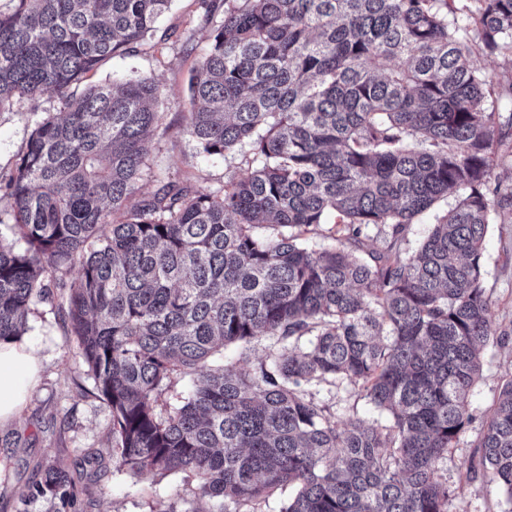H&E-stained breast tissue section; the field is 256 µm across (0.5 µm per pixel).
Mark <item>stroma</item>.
I'll list each match as a JSON object with an SVG mask.
<instances>
[{
  "label": "stroma",
  "instance_id": "obj_1",
  "mask_svg": "<svg viewBox=\"0 0 512 512\" xmlns=\"http://www.w3.org/2000/svg\"><path fill=\"white\" fill-rule=\"evenodd\" d=\"M159 28L160 35L148 39L137 52L113 56L89 81L101 84L148 75L160 86L158 110L163 119L149 141L153 176L141 182V193L154 190L160 178L217 190L228 177L243 175L251 151L245 146L210 156L186 131L190 73L209 48L211 26L196 0H173ZM166 30L177 31V39H163ZM57 109L56 98L45 95L0 112V178L12 172L35 122ZM482 277L496 335L483 352L481 376L471 393L474 419L437 472L450 491L448 512H512V504L488 477L467 476L478 458L474 441L502 383L512 377V220L489 226ZM66 311V291L51 287L28 314L27 334L37 341L42 369L22 411L0 423V512H16L18 498L39 465L54 458L67 463L71 477L83 489L76 512H168L172 507L177 512H207L208 501L199 497L195 482L183 474H135L114 467L110 408L95 390L77 343L67 332ZM314 394L336 421L355 412L369 419L378 416L348 383L323 385ZM88 448L100 451L99 466L79 464Z\"/></svg>",
  "mask_w": 512,
  "mask_h": 512
}]
</instances>
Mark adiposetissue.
<instances>
[{
	"label": "adipose tissue",
	"instance_id": "1",
	"mask_svg": "<svg viewBox=\"0 0 512 512\" xmlns=\"http://www.w3.org/2000/svg\"><path fill=\"white\" fill-rule=\"evenodd\" d=\"M40 356L29 339L0 343V422L13 419L36 386Z\"/></svg>",
	"mask_w": 512,
	"mask_h": 512
}]
</instances>
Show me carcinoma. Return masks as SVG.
Here are the masks:
<instances>
[{
    "label": "carcinoma",
    "instance_id": "cac0c4a2",
    "mask_svg": "<svg viewBox=\"0 0 512 512\" xmlns=\"http://www.w3.org/2000/svg\"><path fill=\"white\" fill-rule=\"evenodd\" d=\"M0 10V111L57 98L0 180V342L45 281L76 266L68 328L112 410V462L182 473L207 512L295 488L281 512H448L438 466L473 420L491 336L490 224L512 214V0H222L186 130L209 155L251 146L220 193L174 180L135 202L162 121L150 76L74 88L152 37L171 0H12ZM457 194L415 252L410 225ZM331 225L335 244L304 245ZM377 228L375 235L367 233ZM269 337L254 366L230 345ZM180 379L191 389L160 405ZM346 380L387 422L338 424L311 388ZM512 503V378L476 441ZM61 459L21 496L66 512ZM273 340H263L261 343L252 346L249 350L243 351L244 355L241 357L242 350L236 347H230L224 352V361L235 362L237 360L247 361L249 365L256 364L273 349ZM243 358V359H242Z\"/></svg>",
    "mask_w": 512,
    "mask_h": 512
}]
</instances>
